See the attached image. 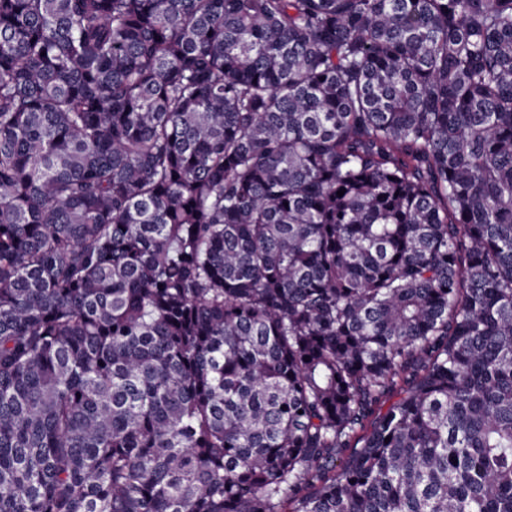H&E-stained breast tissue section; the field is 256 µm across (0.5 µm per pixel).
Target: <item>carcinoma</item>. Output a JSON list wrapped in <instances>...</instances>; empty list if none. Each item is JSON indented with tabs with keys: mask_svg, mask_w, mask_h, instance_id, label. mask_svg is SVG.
Segmentation results:
<instances>
[{
	"mask_svg": "<svg viewBox=\"0 0 512 512\" xmlns=\"http://www.w3.org/2000/svg\"><path fill=\"white\" fill-rule=\"evenodd\" d=\"M0 512H512V0H0Z\"/></svg>",
	"mask_w": 512,
	"mask_h": 512,
	"instance_id": "obj_1",
	"label": "carcinoma"
}]
</instances>
